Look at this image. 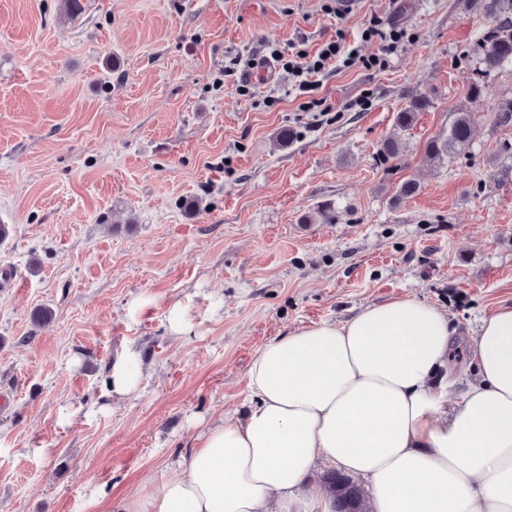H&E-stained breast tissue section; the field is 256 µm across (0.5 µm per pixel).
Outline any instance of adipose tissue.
<instances>
[{
    "label": "adipose tissue",
    "mask_w": 512,
    "mask_h": 512,
    "mask_svg": "<svg viewBox=\"0 0 512 512\" xmlns=\"http://www.w3.org/2000/svg\"><path fill=\"white\" fill-rule=\"evenodd\" d=\"M447 315L412 296L275 337L248 369L253 405L219 416L165 478L113 512H329L317 462L370 484V512H512V305L484 315L471 348L479 381L456 403ZM127 350L109 395L138 387Z\"/></svg>",
    "instance_id": "obj_1"
}]
</instances>
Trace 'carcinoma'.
Segmentation results:
<instances>
[{"label":"carcinoma","mask_w":512,"mask_h":512,"mask_svg":"<svg viewBox=\"0 0 512 512\" xmlns=\"http://www.w3.org/2000/svg\"><path fill=\"white\" fill-rule=\"evenodd\" d=\"M471 8L488 17L492 26L485 29L474 48L483 72L489 73L512 65V0H468ZM430 107V100L418 93L408 95V104L397 113L396 122L404 130L415 123L417 114ZM474 139L469 113L459 110L444 129L425 146L426 157L439 164L454 159ZM323 490L334 512H370L362 488L348 476L330 473L323 478Z\"/></svg>","instance_id":"carcinoma-1"}]
</instances>
